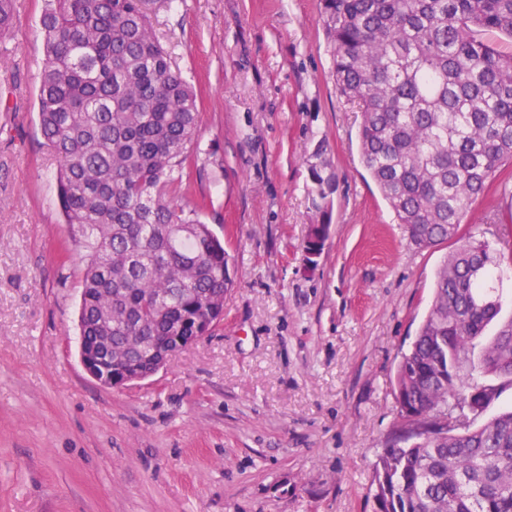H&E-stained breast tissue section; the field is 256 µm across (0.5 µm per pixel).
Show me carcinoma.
<instances>
[{
  "label": "carcinoma",
  "instance_id": "1",
  "mask_svg": "<svg viewBox=\"0 0 512 512\" xmlns=\"http://www.w3.org/2000/svg\"><path fill=\"white\" fill-rule=\"evenodd\" d=\"M339 93L360 112L361 161L419 249L459 236L512 161V0H320ZM15 0H0V41ZM38 118L58 160L57 201L85 249L80 330L112 337V362L153 368L157 344L192 336L224 309L229 255L184 192L199 136L198 96L172 66L145 0H44ZM328 231L333 174L310 168ZM473 235L439 267L433 300L396 376L400 429L378 458V512H512V409L484 421L512 383V317Z\"/></svg>",
  "mask_w": 512,
  "mask_h": 512
}]
</instances>
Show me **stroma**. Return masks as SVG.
Segmentation results:
<instances>
[{"mask_svg": "<svg viewBox=\"0 0 512 512\" xmlns=\"http://www.w3.org/2000/svg\"><path fill=\"white\" fill-rule=\"evenodd\" d=\"M43 0L0 51V512H376L373 465L399 420L398 364L459 242L413 246L363 167L319 0H148L200 96L187 194L232 258L224 318L137 385L83 369V248L34 108ZM337 180L316 264L309 169ZM465 225L504 252L512 163Z\"/></svg>", "mask_w": 512, "mask_h": 512, "instance_id": "stroma-1", "label": "stroma"}]
</instances>
